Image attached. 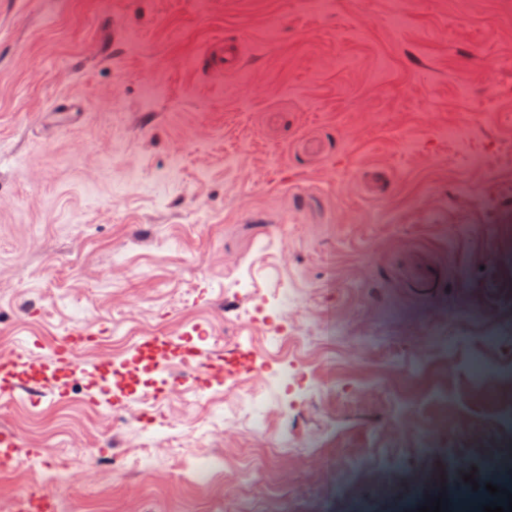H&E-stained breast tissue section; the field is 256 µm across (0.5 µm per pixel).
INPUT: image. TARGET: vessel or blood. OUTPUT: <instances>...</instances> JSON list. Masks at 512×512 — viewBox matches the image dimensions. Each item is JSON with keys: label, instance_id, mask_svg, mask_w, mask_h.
Segmentation results:
<instances>
[{"label": "vessel or blood", "instance_id": "vessel-or-blood-1", "mask_svg": "<svg viewBox=\"0 0 512 512\" xmlns=\"http://www.w3.org/2000/svg\"><path fill=\"white\" fill-rule=\"evenodd\" d=\"M201 61L211 71L236 69L241 63L239 45L214 39L203 48ZM103 334V329L92 323L77 326L56 338L46 355L35 358L21 355L1 365L0 399L26 400L37 405L49 395L62 398L69 392L72 377L79 375L95 381L88 393L91 405L103 404L126 412L134 410L138 398L114 390L112 368L116 363L110 360L87 363L80 358L81 352L96 344ZM142 361L147 362L158 379L157 385L148 391L152 397L187 390L202 394L224 382V356L210 350L206 333L200 328L178 343L159 334L141 337L119 364L126 367Z\"/></svg>", "mask_w": 512, "mask_h": 512}]
</instances>
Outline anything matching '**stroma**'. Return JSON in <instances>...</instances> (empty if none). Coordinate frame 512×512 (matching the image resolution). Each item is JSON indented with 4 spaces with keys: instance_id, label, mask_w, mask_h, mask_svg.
Listing matches in <instances>:
<instances>
[{
    "instance_id": "35a3bbf8",
    "label": "stroma",
    "mask_w": 512,
    "mask_h": 512,
    "mask_svg": "<svg viewBox=\"0 0 512 512\" xmlns=\"http://www.w3.org/2000/svg\"><path fill=\"white\" fill-rule=\"evenodd\" d=\"M218 37L242 42L240 69L199 64ZM71 99L82 122L46 125ZM463 128L462 149L449 134ZM511 183L512 0H0V354L39 355L32 337L91 321L109 338L87 361L197 325L228 355H260L267 326L242 313L284 288L295 333L268 361L305 367L287 422L260 436L214 417L220 387L156 403L174 434L79 386L0 401V428L24 442L0 512L59 454L79 476L59 492L67 512H308L355 453L365 466L335 512L410 487L427 505L441 468L448 498L490 504L512 396L465 367L512 318ZM243 276L254 290L230 292ZM332 319L377 347L327 342ZM433 330L451 350L412 387L394 370ZM284 434L324 452L284 450ZM194 456L223 473L186 480Z\"/></svg>"
}]
</instances>
